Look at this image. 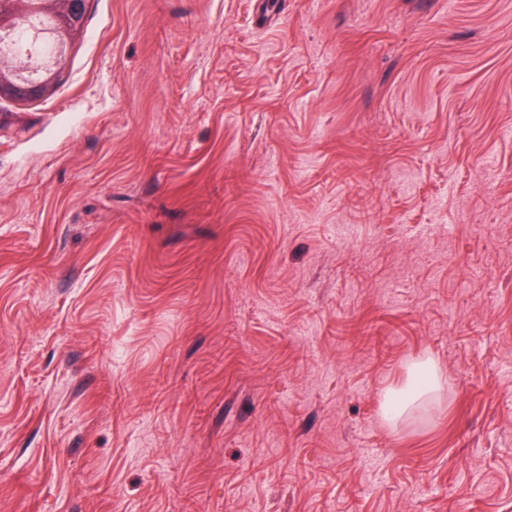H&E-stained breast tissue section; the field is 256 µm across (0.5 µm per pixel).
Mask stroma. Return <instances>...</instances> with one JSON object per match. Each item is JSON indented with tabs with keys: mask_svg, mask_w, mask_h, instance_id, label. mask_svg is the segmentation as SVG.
Wrapping results in <instances>:
<instances>
[{
	"mask_svg": "<svg viewBox=\"0 0 512 512\" xmlns=\"http://www.w3.org/2000/svg\"><path fill=\"white\" fill-rule=\"evenodd\" d=\"M508 126L512 0H86L0 98V512H512ZM24 53L19 43L15 40L4 41L0 51V77L4 80L11 79L12 95L19 100H34L45 95L47 79L43 78L41 72L46 73L49 68L44 64L40 67V73L35 77H22L19 71L10 69L8 59L17 57ZM7 64V65H5Z\"/></svg>",
	"mask_w": 512,
	"mask_h": 512,
	"instance_id": "stroma-1",
	"label": "stroma"
}]
</instances>
